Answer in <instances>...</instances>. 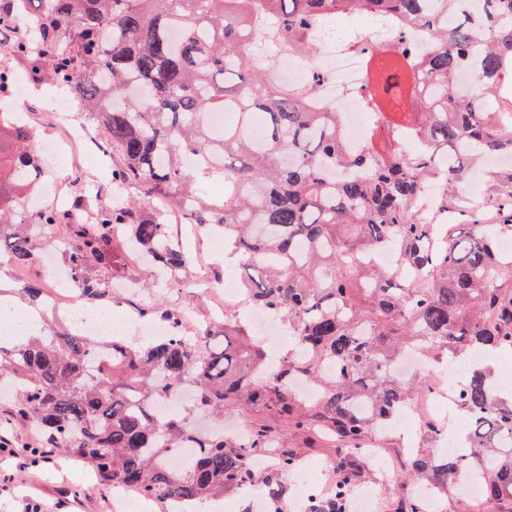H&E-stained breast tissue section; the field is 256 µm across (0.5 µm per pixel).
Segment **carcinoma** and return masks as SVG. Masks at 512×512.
Wrapping results in <instances>:
<instances>
[{
  "instance_id": "carcinoma-1",
  "label": "carcinoma",
  "mask_w": 512,
  "mask_h": 512,
  "mask_svg": "<svg viewBox=\"0 0 512 512\" xmlns=\"http://www.w3.org/2000/svg\"><path fill=\"white\" fill-rule=\"evenodd\" d=\"M329 16L401 25L394 45L349 44L367 79L362 105L376 116L357 152L337 134L336 108L317 100L325 71L313 31ZM409 24L432 39L424 62L407 57ZM5 29L17 36L0 47L31 62L35 80L47 74L62 86L119 154L112 185L140 184L147 203L78 199L75 213L92 211L83 222L50 204L15 208L45 167L30 127L1 112L0 255L31 266L43 241L62 250L85 303L110 301L119 238L151 274L172 277L198 261L171 235V207L224 237L253 304L288 320L295 344L324 354L336 373L310 372L292 355L273 368L249 326L224 331L219 345V327L193 328L178 309L153 302L149 315L173 328L153 343L106 341L68 325L0 340V380L16 390L0 396V428L34 427L33 447L72 453L102 485L171 512L175 498L218 500L242 485L288 498L285 475L303 451L278 429L253 421L241 441L197 436L189 422L194 413L219 419L266 406L295 431L333 436L336 484L308 512H340L349 489L370 477L361 443L418 390L395 374L400 355L472 358L458 396L474 421L463 454L442 460L438 449L421 448L404 465L403 484L448 490L464 472L497 471L502 480L487 482L486 501L512 512V393L495 390L492 367L512 354V258L497 250V238L512 233V165L493 172L480 198L448 197V184L484 156L512 157V112L501 108L512 81V0H480L476 11L470 0H0ZM260 31L305 58L304 83H280L270 59L251 48ZM388 71L404 78L405 95L387 96ZM461 71L467 88L455 82ZM215 112H234L237 122L217 130L206 122ZM214 181L223 194L200 189ZM430 186L432 213L420 206ZM390 244L429 281L394 279L368 260ZM16 291L42 308L41 280ZM304 376L320 378L318 399L288 388ZM176 385L190 388L189 404L157 415L155 404ZM187 442L199 451L182 466L176 453ZM271 447L276 468L254 470L252 457Z\"/></svg>"
}]
</instances>
